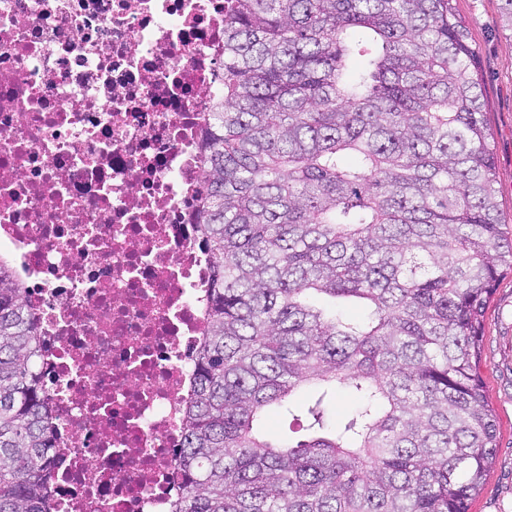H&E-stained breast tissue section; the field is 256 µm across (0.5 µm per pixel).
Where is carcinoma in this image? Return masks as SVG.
Listing matches in <instances>:
<instances>
[{
    "mask_svg": "<svg viewBox=\"0 0 512 512\" xmlns=\"http://www.w3.org/2000/svg\"><path fill=\"white\" fill-rule=\"evenodd\" d=\"M475 56L456 0H225L174 512H468L497 448L483 316L512 270ZM20 294L0 265V512H47ZM303 407L298 440L266 431Z\"/></svg>",
    "mask_w": 512,
    "mask_h": 512,
    "instance_id": "cac0c4a2",
    "label": "carcinoma"
}]
</instances>
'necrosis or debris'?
Returning <instances> with one entry per match:
<instances>
[{"label": "necrosis or debris", "instance_id": "obj_1", "mask_svg": "<svg viewBox=\"0 0 512 512\" xmlns=\"http://www.w3.org/2000/svg\"><path fill=\"white\" fill-rule=\"evenodd\" d=\"M223 92L224 0H0V262L37 323L51 512H173L183 488Z\"/></svg>", "mask_w": 512, "mask_h": 512}]
</instances>
